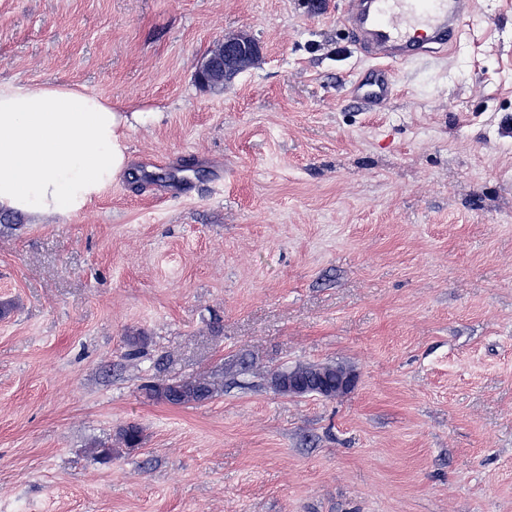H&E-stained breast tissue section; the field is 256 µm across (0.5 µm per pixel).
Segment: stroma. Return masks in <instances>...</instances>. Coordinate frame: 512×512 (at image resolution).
I'll use <instances>...</instances> for the list:
<instances>
[{
    "mask_svg": "<svg viewBox=\"0 0 512 512\" xmlns=\"http://www.w3.org/2000/svg\"><path fill=\"white\" fill-rule=\"evenodd\" d=\"M346 6L0 0L1 86L127 119L92 201L0 210V512H512V0L381 112L349 101ZM240 31L258 64L200 88ZM321 363L355 387L268 382ZM185 378L219 392L143 390ZM144 390L158 401L172 405H188L210 399L215 392V387L209 382L194 379L163 385L147 384Z\"/></svg>",
    "mask_w": 512,
    "mask_h": 512,
    "instance_id": "obj_1",
    "label": "stroma"
}]
</instances>
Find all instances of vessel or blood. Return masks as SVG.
<instances>
[{"instance_id":"1","label":"vessel or blood","mask_w":512,"mask_h":512,"mask_svg":"<svg viewBox=\"0 0 512 512\" xmlns=\"http://www.w3.org/2000/svg\"><path fill=\"white\" fill-rule=\"evenodd\" d=\"M475 10L476 0H350L344 24L369 61L352 80L356 104L384 110L395 97L393 65L456 52Z\"/></svg>"}]
</instances>
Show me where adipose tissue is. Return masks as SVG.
<instances>
[{"instance_id":"1","label":"adipose tissue","mask_w":512,"mask_h":512,"mask_svg":"<svg viewBox=\"0 0 512 512\" xmlns=\"http://www.w3.org/2000/svg\"><path fill=\"white\" fill-rule=\"evenodd\" d=\"M123 123L111 103L77 87H0V208L79 209L124 167Z\"/></svg>"}]
</instances>
